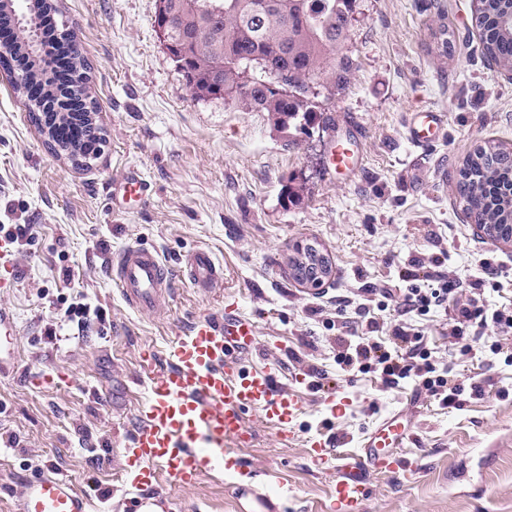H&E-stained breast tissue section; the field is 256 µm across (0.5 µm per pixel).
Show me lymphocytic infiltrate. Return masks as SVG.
I'll use <instances>...</instances> for the list:
<instances>
[{
	"mask_svg": "<svg viewBox=\"0 0 512 512\" xmlns=\"http://www.w3.org/2000/svg\"><path fill=\"white\" fill-rule=\"evenodd\" d=\"M40 29L44 35L42 50L52 65L56 91H64L68 84L67 58L60 52L62 40L52 16H43ZM420 259H412V268L404 272V288L380 289L373 301L377 309L395 307L399 319L391 328L388 342L374 340L376 322H368L367 336L361 337L353 349L339 351L337 363L343 370L361 374L375 373L389 386L408 379L417 391L427 393L449 406H457L459 386L455 384L447 367L434 359L428 338L416 324L407 322V315L424 317L438 309L450 310L448 331L451 338L463 340L465 336L486 331L508 333L512 331V309L488 310L484 303L486 286H498L504 272L500 266L481 262L483 275L471 285V293L464 301H457V286L447 272L433 270L417 274Z\"/></svg>",
	"mask_w": 512,
	"mask_h": 512,
	"instance_id": "1",
	"label": "lymphocytic infiltrate"
}]
</instances>
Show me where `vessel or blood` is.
Returning a JSON list of instances; mask_svg holds the SVG:
<instances>
[{
	"label": "vessel or blood",
	"mask_w": 512,
	"mask_h": 512,
	"mask_svg": "<svg viewBox=\"0 0 512 512\" xmlns=\"http://www.w3.org/2000/svg\"><path fill=\"white\" fill-rule=\"evenodd\" d=\"M445 123V114L436 110L413 113L407 139L417 147L432 145ZM362 162L359 148L334 144L331 164L335 173L355 176ZM147 190L136 172H128L113 184L112 202L132 205ZM186 268L195 287L223 285L224 270L209 250L191 253ZM15 276L14 243L0 234V288L13 287ZM114 281L128 305L140 311L158 310L170 298L171 278L152 249L130 246L123 250ZM257 334L256 322L229 305L223 317L197 319L176 336L168 352L169 368L154 371L151 355L142 354L149 394L139 408L138 424L123 442L134 483L151 485L163 476L179 486L212 468L242 464L237 450L251 439L250 414H258L278 429L301 415V402L277 385L274 368L244 367L241 357ZM412 439L411 423L400 411L376 423L360 447L347 454L337 453L336 437L310 438L307 446L312 463L335 479L336 512H361L370 493V475L409 473L399 450ZM18 508L19 512H92L93 505L67 476L36 473L26 478Z\"/></svg>",
	"instance_id": "b4317fda"
}]
</instances>
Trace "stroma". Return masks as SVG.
Segmentation results:
<instances>
[{
	"mask_svg": "<svg viewBox=\"0 0 512 512\" xmlns=\"http://www.w3.org/2000/svg\"><path fill=\"white\" fill-rule=\"evenodd\" d=\"M91 71L106 142L78 167L57 156L31 123L23 98L0 69V224L33 225L16 251L15 284L0 288V310L18 336L13 371L0 374V512H18L23 480L52 468L87 492L98 512H138L156 498L164 512H336L333 486L307 454L324 428L357 447L392 411L406 413L416 441L403 455L408 477L374 475L363 512H512V334L475 337L458 371L463 404L416 396L374 374L336 363V302L354 309L369 289L399 284L411 258L446 257L458 298L488 258L512 267V244L478 234L455 197L463 159L485 142L512 148V75L481 54L474 0H356L346 90L325 104L326 127L281 134L262 112L199 100L155 32L157 0H64ZM444 13L448 54L432 38ZM434 109L446 125L435 147L406 139L411 113ZM362 135L364 167L352 178L328 166L335 140ZM137 170L148 200L112 206L114 181ZM301 204L283 210L288 178ZM298 241L330 256L335 274L319 290L290 276ZM157 250L173 293L157 312L123 299L112 274L127 247ZM209 250L224 269L220 288L194 287L186 259ZM82 304L89 322L64 319ZM237 305L259 329L247 365L275 366L279 384L304 402L289 439L250 417L249 468L209 471L182 486L143 487L123 476L121 435L135 425L146 395L135 385L138 355L166 348L203 316ZM56 339H47V329ZM323 378L311 376V368ZM483 394H475L474 386ZM335 405H328V398Z\"/></svg>",
	"mask_w": 512,
	"mask_h": 512,
	"instance_id": "obj_1",
	"label": "stroma"
}]
</instances>
